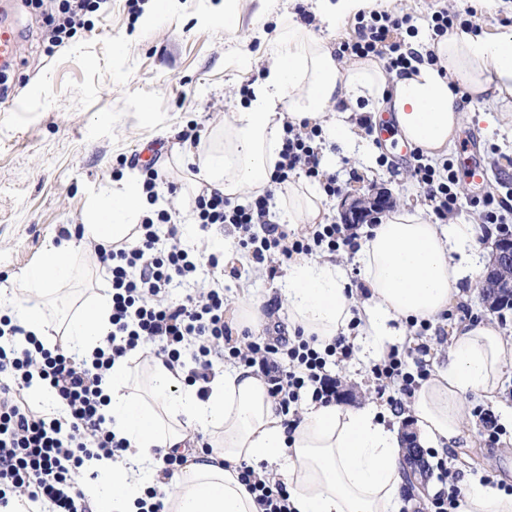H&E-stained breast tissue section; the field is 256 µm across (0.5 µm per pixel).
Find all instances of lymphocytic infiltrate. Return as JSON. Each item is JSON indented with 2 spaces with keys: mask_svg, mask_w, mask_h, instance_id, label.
<instances>
[{
  "mask_svg": "<svg viewBox=\"0 0 512 512\" xmlns=\"http://www.w3.org/2000/svg\"><path fill=\"white\" fill-rule=\"evenodd\" d=\"M61 15L52 27L53 43H61L84 26L87 13L98 11L102 0H53ZM408 17L374 15L361 23L357 41L344 44L343 52L365 58L378 44L390 45L386 69L402 74L411 59L401 43L390 42L392 32L408 24ZM319 127L286 126L272 176L283 184L293 172L319 180L326 195L339 191L335 176L320 169ZM433 205L438 219H446L459 205L461 178L450 162L434 166L419 159L412 170ZM271 190L257 195L250 205L230 202L214 193L198 196L195 219L201 227L230 224L238 229L239 246L253 263L263 264L272 255L289 259L316 252L347 249L356 253L361 244L353 224H318L296 235L269 221ZM265 225L257 235L255 225ZM128 244H97L93 253L112 289V329L91 360L77 359L61 348L47 349L41 339L28 336L27 345L16 349L10 339L20 329L9 315L0 316V505L9 500L49 502L51 512H91L75 489V478L84 460L113 457L128 446L116 439L102 412L108 402L101 385L116 360L140 351L143 357L167 367L181 365L185 351H192L196 366L189 382L208 381L217 364L237 362L254 368L264 378L277 411L297 412L303 398L329 404L340 386L329 367L350 358L353 347L345 336L331 343L296 337L258 336L242 329L243 346L229 343L224 324V283L217 276L203 277L204 269H217L216 256L201 257L183 247L179 229L168 211L146 216ZM369 374L378 394L386 395L393 409H401L405 397L429 376L425 363L409 368L404 356L392 352L371 364ZM40 376L54 390L63 417L46 418L34 412L21 396L32 376ZM240 480L253 495L259 512H291L288 485L270 473L243 466Z\"/></svg>",
  "mask_w": 512,
  "mask_h": 512,
  "instance_id": "1",
  "label": "lymphocytic infiltrate"
}]
</instances>
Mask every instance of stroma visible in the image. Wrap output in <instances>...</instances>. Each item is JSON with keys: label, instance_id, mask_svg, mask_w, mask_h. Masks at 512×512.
<instances>
[{"label": "stroma", "instance_id": "1", "mask_svg": "<svg viewBox=\"0 0 512 512\" xmlns=\"http://www.w3.org/2000/svg\"><path fill=\"white\" fill-rule=\"evenodd\" d=\"M14 21L22 33L18 63L4 80L11 110L0 111V312L19 301L18 273L34 263L49 242L68 225L78 223L89 197L111 189L126 171L137 167L136 155L158 143L154 166L176 183L177 193L159 196L176 223L192 216L193 197L187 187L196 166L182 167L179 146L220 141L224 116L243 103L242 89L260 77L267 49L281 14L310 13V0H139L140 14L127 0H107L105 17L89 14L92 30L83 29L63 43H50L39 9L15 0ZM457 0H395V16H410L415 35L433 38L434 15L454 11ZM459 137L476 136L488 171L487 188L512 189V116L497 127L466 116ZM368 151L353 158L339 145L336 154L340 190L325 198V223H342V201L363 199L370 190L389 195L391 207L425 204L420 185L410 175V160L381 165L390 154L386 142L364 137ZM287 264L241 265L240 276L225 274L226 302L249 296L262 303L265 320L288 325V309L280 290ZM106 283L82 247L73 258L69 281L57 294L52 316L61 321ZM453 318L471 316L512 336V309L488 310L476 282ZM450 319L437 318L424 338L414 328L391 337L388 345L418 351L428 344L431 364L445 360ZM375 354L354 341L351 359L336 368L341 382L339 401L362 406L379 403L367 369ZM500 403L468 394L465 405L466 445L441 450L447 461L466 459L470 481L512 475V363L505 368ZM502 427L497 445L485 442L490 425Z\"/></svg>", "mask_w": 512, "mask_h": 512}]
</instances>
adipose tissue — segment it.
<instances>
[{"label":"adipose tissue","instance_id":"1","mask_svg":"<svg viewBox=\"0 0 512 512\" xmlns=\"http://www.w3.org/2000/svg\"><path fill=\"white\" fill-rule=\"evenodd\" d=\"M418 60L407 73L388 77L378 60L350 64L315 38L293 15H283L268 43V69L251 84L248 99L224 117V146H199L181 158L197 167L199 193H220L231 202L268 188L279 160L285 124L320 126L329 140L356 145L352 111L374 121L390 118L410 148L431 157L451 146L464 118L460 92L484 98L480 118L496 124L498 108L512 105V31L473 34L457 28L427 43H412ZM143 184L129 176L85 204L81 237L49 244L19 279L26 297L16 308L25 333L44 336L42 308L72 271V258L88 242L118 244L136 234L147 209ZM319 183L288 185V221L304 224L323 211ZM357 260L360 285L341 265L300 257L289 263L281 290L289 334L329 341L356 324L358 337L383 352L393 321L435 319L457 305L461 281L478 272L477 233L471 224H436L422 207L398 208L371 229ZM112 296L97 294L69 321L68 350L91 353L111 329ZM512 341L483 323H455L448 360L410 397L409 409L423 443L456 447L464 435V398L478 392L495 399ZM131 370L113 365L104 409L116 437L126 439L121 456L94 458L88 469L109 474L107 489L83 484L97 512H138L146 466L185 448L202 433L209 452L188 455L171 477L156 473L165 512H257L240 480L242 465L275 467L288 484L296 512H400L409 467L396 429L373 406L311 403L294 427L276 414L266 384L240 365L211 378L206 387L186 381L181 368L148 363L147 396L130 391ZM457 512H512V494L471 485Z\"/></svg>","mask_w":512,"mask_h":512}]
</instances>
